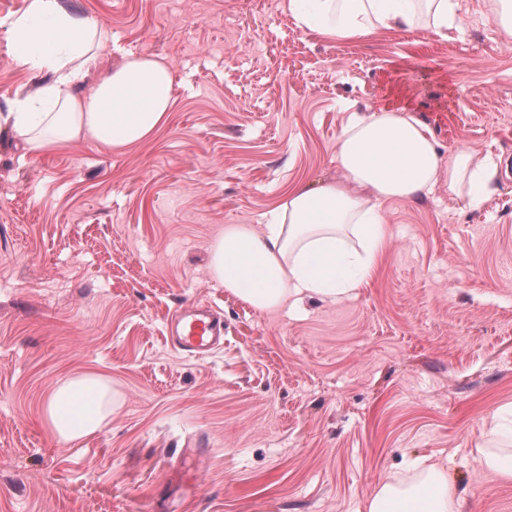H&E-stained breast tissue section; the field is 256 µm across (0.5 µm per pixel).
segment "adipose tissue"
<instances>
[{"mask_svg": "<svg viewBox=\"0 0 512 512\" xmlns=\"http://www.w3.org/2000/svg\"><path fill=\"white\" fill-rule=\"evenodd\" d=\"M288 9L299 26L329 42L422 27L444 37L463 23L458 0H314L310 11L289 0ZM8 31L15 60L47 78L0 114L29 149L46 152L80 138L120 149L149 140L166 123L173 74L161 60L124 56L90 95L82 94L96 49L108 40L97 20L66 9L61 0H26ZM336 159L341 178L293 189L261 229L225 225L210 249L211 276L262 312L301 295L336 300L367 283L379 264L386 245L384 201L419 200L444 180L463 209L474 210L491 194L496 173L494 162L476 159L467 143L442 154L429 128L405 109L351 119ZM111 412L107 379L83 373L51 395L45 420L59 439L75 441L99 432ZM410 498L424 502V512H460L448 472L438 464L407 485L379 483L364 509L409 512Z\"/></svg>", "mask_w": 512, "mask_h": 512, "instance_id": "adipose-tissue-1", "label": "adipose tissue"}]
</instances>
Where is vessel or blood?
I'll return each instance as SVG.
<instances>
[{"label": "vessel or blood", "mask_w": 512, "mask_h": 512, "mask_svg": "<svg viewBox=\"0 0 512 512\" xmlns=\"http://www.w3.org/2000/svg\"><path fill=\"white\" fill-rule=\"evenodd\" d=\"M175 346L190 356L214 351L224 338V323L209 308L182 312L170 329Z\"/></svg>", "instance_id": "1"}]
</instances>
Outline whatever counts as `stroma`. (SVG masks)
Masks as SVG:
<instances>
[{
    "label": "stroma",
    "instance_id": "stroma-1",
    "mask_svg": "<svg viewBox=\"0 0 512 512\" xmlns=\"http://www.w3.org/2000/svg\"><path fill=\"white\" fill-rule=\"evenodd\" d=\"M104 24L84 93L132 53L172 70L151 139L28 149L0 128V512H364L418 458L442 463L461 512H512L478 453L512 403V40L462 0L463 31L326 42L288 0H64ZM43 78L0 26V113ZM408 107L442 151L497 164L463 213L439 185L388 200L370 283L273 313L212 278L228 224H261L294 186L339 178L353 111ZM214 303L224 346L166 339ZM114 393L106 426L59 440L44 411L71 377Z\"/></svg>",
    "mask_w": 512,
    "mask_h": 512
}]
</instances>
